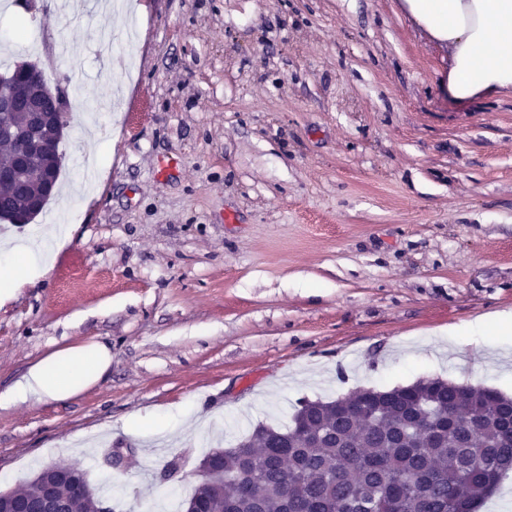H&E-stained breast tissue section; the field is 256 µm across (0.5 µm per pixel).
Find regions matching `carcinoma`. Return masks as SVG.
<instances>
[{
	"label": "carcinoma",
	"mask_w": 512,
	"mask_h": 512,
	"mask_svg": "<svg viewBox=\"0 0 512 512\" xmlns=\"http://www.w3.org/2000/svg\"><path fill=\"white\" fill-rule=\"evenodd\" d=\"M9 120L24 122L30 78ZM43 156L0 188V219L39 190ZM345 404L337 410L338 402ZM306 401L285 429L266 425L229 448L224 481L204 492L211 512H475L512 472V398L442 378L342 400ZM64 495L71 512L101 501Z\"/></svg>",
	"instance_id": "obj_1"
}]
</instances>
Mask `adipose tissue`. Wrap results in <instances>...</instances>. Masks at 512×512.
Wrapping results in <instances>:
<instances>
[{
	"label": "adipose tissue",
	"mask_w": 512,
	"mask_h": 512,
	"mask_svg": "<svg viewBox=\"0 0 512 512\" xmlns=\"http://www.w3.org/2000/svg\"><path fill=\"white\" fill-rule=\"evenodd\" d=\"M407 13L435 41L448 47V74L440 86L453 102L512 94V0H403ZM68 231L50 226L48 236L31 241L22 270L0 269V305L33 282L47 266L53 247ZM112 354L94 342L54 350L14 386L0 391V405L31 398L64 401L96 385L108 373Z\"/></svg>",
	"instance_id": "adipose-tissue-1"
}]
</instances>
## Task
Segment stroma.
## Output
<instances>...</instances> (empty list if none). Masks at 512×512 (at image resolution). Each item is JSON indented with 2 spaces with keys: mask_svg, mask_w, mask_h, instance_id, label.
I'll return each instance as SVG.
<instances>
[{
  "mask_svg": "<svg viewBox=\"0 0 512 512\" xmlns=\"http://www.w3.org/2000/svg\"><path fill=\"white\" fill-rule=\"evenodd\" d=\"M9 2L0 55L65 92L67 195L4 236L71 231L0 306V391L66 346L112 366L0 406V490L76 465L112 512H176L205 454L302 400L436 377L512 396V332L480 324L512 311V94L449 104L448 49L402 0ZM92 126L114 147L91 168ZM118 447L134 466L104 465Z\"/></svg>",
  "mask_w": 512,
  "mask_h": 512,
  "instance_id": "obj_1",
  "label": "stroma"
}]
</instances>
